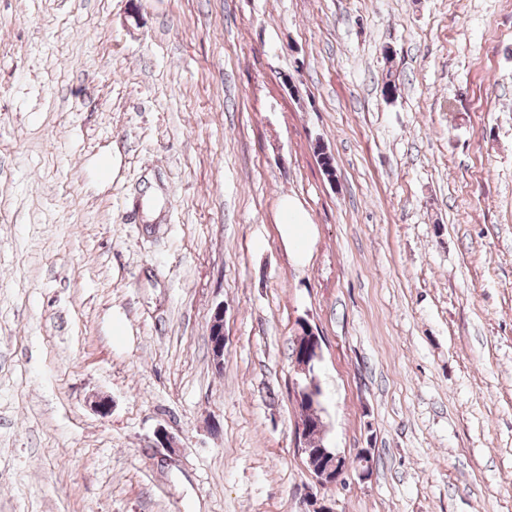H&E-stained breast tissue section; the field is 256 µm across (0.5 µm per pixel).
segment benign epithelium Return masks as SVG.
Listing matches in <instances>:
<instances>
[{"mask_svg":"<svg viewBox=\"0 0 512 512\" xmlns=\"http://www.w3.org/2000/svg\"><path fill=\"white\" fill-rule=\"evenodd\" d=\"M209 340L214 365L219 368L224 362V307L221 305L215 309ZM294 340L296 346L301 348V352L294 356V362L304 375L303 382L297 384L296 403L299 408V419L295 424V434L303 445L311 474L322 485L333 484L341 478L352 461L356 463L362 476H369L372 465L367 452L361 451L349 461L338 453H332L323 445L318 448L309 446V436L314 426L325 427L321 419L322 407L319 405L321 388L314 375V364L322 355L321 337L310 325L303 322L300 324V333Z\"/></svg>","mask_w":512,"mask_h":512,"instance_id":"obj_1","label":"benign epithelium"}]
</instances>
